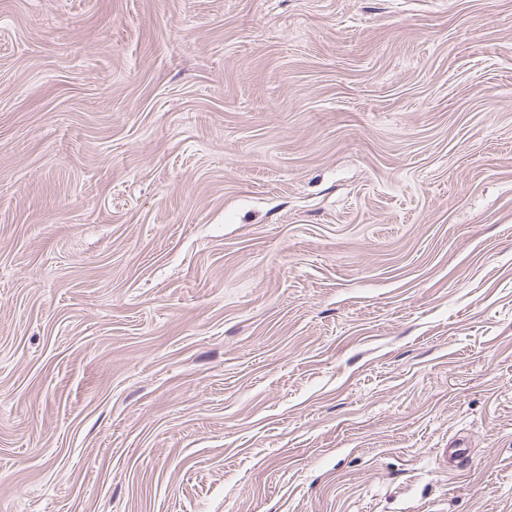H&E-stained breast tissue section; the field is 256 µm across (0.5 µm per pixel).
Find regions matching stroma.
<instances>
[{"label": "stroma", "mask_w": 512, "mask_h": 512, "mask_svg": "<svg viewBox=\"0 0 512 512\" xmlns=\"http://www.w3.org/2000/svg\"><path fill=\"white\" fill-rule=\"evenodd\" d=\"M0 512H512V0H0Z\"/></svg>", "instance_id": "35a3bbf8"}]
</instances>
